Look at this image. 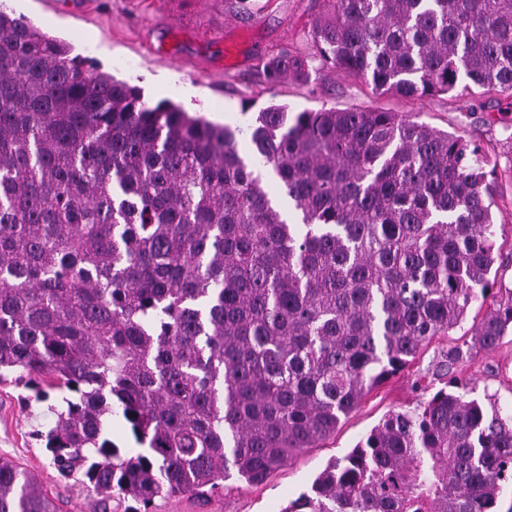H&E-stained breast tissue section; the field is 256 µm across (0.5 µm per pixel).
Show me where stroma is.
<instances>
[{"label":"stroma","instance_id":"stroma-1","mask_svg":"<svg viewBox=\"0 0 512 512\" xmlns=\"http://www.w3.org/2000/svg\"><path fill=\"white\" fill-rule=\"evenodd\" d=\"M14 15L68 44L98 71L141 88L145 100H169L217 124L247 128L251 107L269 103L289 111L379 109L419 115L430 126L475 144L492 171L497 193L494 285L468 308L461 324L435 337L416 360L342 418L333 434L291 458L258 486L232 478L221 494L155 499L153 512H283L310 487L329 460L340 457L392 412L418 409L437 390L458 379L469 397L495 400L512 411V333L497 348L449 364L446 355L466 347L473 326L493 304L512 296V101L493 94L405 99L372 92L363 78L311 64L308 79L267 84L261 58L281 49L305 54L324 0H0ZM61 406L57 393L35 391L7 375L0 382V458L34 474L63 500L67 512H98V498L76 478L50 463L43 439Z\"/></svg>","mask_w":512,"mask_h":512}]
</instances>
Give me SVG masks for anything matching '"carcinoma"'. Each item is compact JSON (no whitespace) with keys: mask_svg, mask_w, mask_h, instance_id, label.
<instances>
[{"mask_svg":"<svg viewBox=\"0 0 512 512\" xmlns=\"http://www.w3.org/2000/svg\"><path fill=\"white\" fill-rule=\"evenodd\" d=\"M327 2L315 55L374 91L512 97V0ZM259 68L308 77L287 51ZM238 135L0 10V371L63 394L51 464L101 512L263 483L491 290L494 185L462 136L278 104L253 113L249 153ZM509 330L512 299L470 350ZM450 387L389 414L283 512H498L512 413ZM114 415L136 453L109 438ZM0 512L60 507L0 459Z\"/></svg>","mask_w":512,"mask_h":512,"instance_id":"1","label":"carcinoma"}]
</instances>
